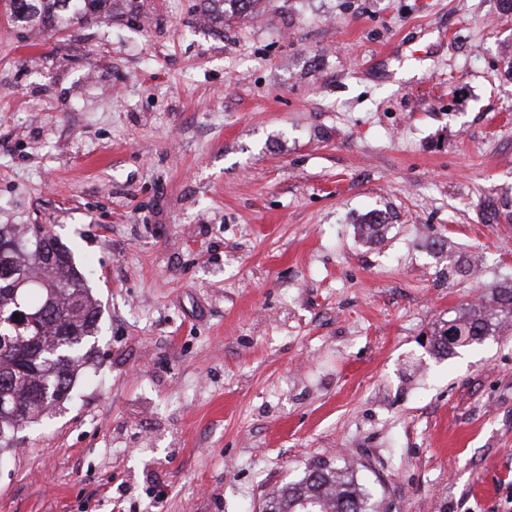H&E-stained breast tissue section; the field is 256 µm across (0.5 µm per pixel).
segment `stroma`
Here are the masks:
<instances>
[{"mask_svg":"<svg viewBox=\"0 0 512 512\" xmlns=\"http://www.w3.org/2000/svg\"><path fill=\"white\" fill-rule=\"evenodd\" d=\"M6 223L102 316L0 512H260L319 459L378 512H512V326L430 346L512 278L500 0H266L220 36L115 0L49 42L0 13Z\"/></svg>","mask_w":512,"mask_h":512,"instance_id":"obj_1","label":"stroma"}]
</instances>
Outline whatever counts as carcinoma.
<instances>
[{"mask_svg": "<svg viewBox=\"0 0 512 512\" xmlns=\"http://www.w3.org/2000/svg\"><path fill=\"white\" fill-rule=\"evenodd\" d=\"M214 32L251 15L261 0H203ZM111 0H0V8L23 31L55 34L97 18ZM0 446L19 430L49 416L64 399L99 329L101 304L90 297L70 251L42 224H0ZM493 305L471 308L440 329L433 353L448 356L479 343L512 320V282L495 287ZM27 325L6 323L14 311ZM262 512H377L373 495L348 470L326 460L268 497Z\"/></svg>", "mask_w": 512, "mask_h": 512, "instance_id": "carcinoma-1", "label": "carcinoma"}]
</instances>
